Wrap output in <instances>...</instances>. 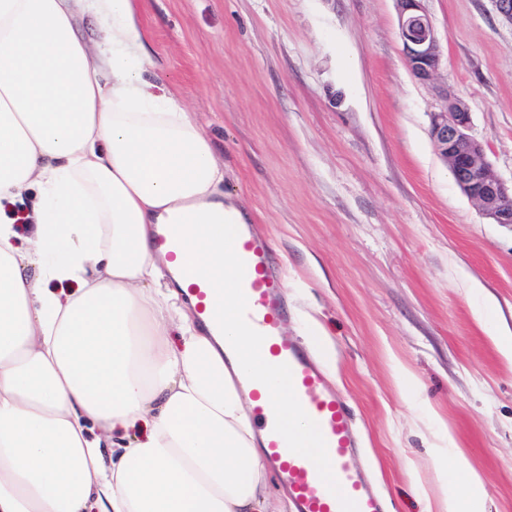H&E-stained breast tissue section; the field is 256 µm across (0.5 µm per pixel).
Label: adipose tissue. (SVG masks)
I'll use <instances>...</instances> for the list:
<instances>
[{"instance_id": "ef3b65f1", "label": "adipose tissue", "mask_w": 512, "mask_h": 512, "mask_svg": "<svg viewBox=\"0 0 512 512\" xmlns=\"http://www.w3.org/2000/svg\"><path fill=\"white\" fill-rule=\"evenodd\" d=\"M153 66L135 0H0V202L36 198L27 247L0 211V512H266L245 369L309 432L236 320L224 164ZM163 224L202 240L167 255ZM186 266L223 288V335Z\"/></svg>"}]
</instances>
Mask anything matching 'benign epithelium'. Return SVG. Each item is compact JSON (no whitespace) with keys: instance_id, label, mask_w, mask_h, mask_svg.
Returning a JSON list of instances; mask_svg holds the SVG:
<instances>
[{"instance_id":"7a95c632","label":"benign epithelium","mask_w":512,"mask_h":512,"mask_svg":"<svg viewBox=\"0 0 512 512\" xmlns=\"http://www.w3.org/2000/svg\"><path fill=\"white\" fill-rule=\"evenodd\" d=\"M422 0H396L402 52L411 74L421 82L439 71L441 55L433 23ZM471 112L460 101L446 99L430 118V137L461 190L494 224L512 226V188L492 173L483 145L470 134Z\"/></svg>"}]
</instances>
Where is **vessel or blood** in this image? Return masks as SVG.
Instances as JSON below:
<instances>
[{
  "label": "vessel or blood",
  "mask_w": 512,
  "mask_h": 512,
  "mask_svg": "<svg viewBox=\"0 0 512 512\" xmlns=\"http://www.w3.org/2000/svg\"><path fill=\"white\" fill-rule=\"evenodd\" d=\"M233 230L230 259L237 275L233 304L239 325L267 347L272 369L285 381L289 396L310 424L305 440L286 432L275 405L263 397L267 380L245 375L244 382L258 402L268 459L296 512H385L383 497L357 465L361 440L347 401L329 385L320 357L283 333L288 321L284 284L274 267L269 241L249 224L234 225ZM157 245L186 251L194 241L183 234L181 225L169 224L158 234ZM190 291L198 300L200 319L221 325L224 294L215 282L192 276Z\"/></svg>",
  "instance_id": "vessel-or-blood-1"
}]
</instances>
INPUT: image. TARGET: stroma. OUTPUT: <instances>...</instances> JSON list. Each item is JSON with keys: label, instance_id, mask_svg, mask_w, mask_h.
I'll return each mask as SVG.
<instances>
[{"label": "stroma", "instance_id": "35a3bbf8", "mask_svg": "<svg viewBox=\"0 0 512 512\" xmlns=\"http://www.w3.org/2000/svg\"><path fill=\"white\" fill-rule=\"evenodd\" d=\"M441 65L401 54L395 0H137L149 80L197 112L224 194L268 238L286 333L348 401L387 512H444L482 479L512 512V226L485 219L429 136L461 100L512 182V25L493 0H423Z\"/></svg>", "mask_w": 512, "mask_h": 512}]
</instances>
